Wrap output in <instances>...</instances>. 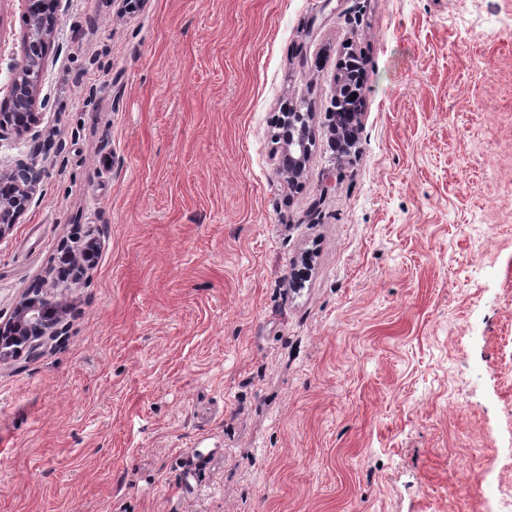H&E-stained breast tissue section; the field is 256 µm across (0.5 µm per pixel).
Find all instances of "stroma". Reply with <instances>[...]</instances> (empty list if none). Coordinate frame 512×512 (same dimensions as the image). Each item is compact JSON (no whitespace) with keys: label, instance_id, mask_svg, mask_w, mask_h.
Masks as SVG:
<instances>
[{"label":"stroma","instance_id":"stroma-1","mask_svg":"<svg viewBox=\"0 0 512 512\" xmlns=\"http://www.w3.org/2000/svg\"><path fill=\"white\" fill-rule=\"evenodd\" d=\"M28 24L0 0V100ZM38 109L0 318L100 248L0 362V512H512V0H63ZM283 114L287 115V118L280 120L281 131L276 135V139L282 145L275 155V167L277 173L286 177L288 183L294 186L301 179L310 156L312 138L309 119L312 114L297 112L291 106ZM293 115L297 118L296 122ZM99 243L97 240L90 238L82 246L76 249L66 248L63 251V258L70 261V277H60L62 282H67L70 279V284H77L82 279V276L86 270L85 262L87 260V254L94 251L97 253L99 249ZM58 287V281L46 280L29 289L13 314L0 323V362L23 354L39 355L48 341L64 334L68 307L57 299Z\"/></svg>","mask_w":512,"mask_h":512}]
</instances>
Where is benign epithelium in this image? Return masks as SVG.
Masks as SVG:
<instances>
[{"mask_svg": "<svg viewBox=\"0 0 512 512\" xmlns=\"http://www.w3.org/2000/svg\"><path fill=\"white\" fill-rule=\"evenodd\" d=\"M63 0H27L29 25L22 45V59L11 69L7 110L0 111V140L10 133L21 134L37 127L42 113L36 111L43 68L50 40L60 23ZM276 139L282 141L275 155L278 174L296 185L310 156L312 138L308 112L286 110ZM36 162L19 164L9 172H0V237L20 223L27 212L40 181ZM99 243L90 238L76 249L67 248L63 258L70 261V283L77 284L86 270L87 254L98 251ZM59 282L44 281L29 289L19 300L13 314L0 323V362L24 354L36 356L48 341L64 334L68 307L57 299L54 290Z\"/></svg>", "mask_w": 512, "mask_h": 512, "instance_id": "1", "label": "benign epithelium"}]
</instances>
